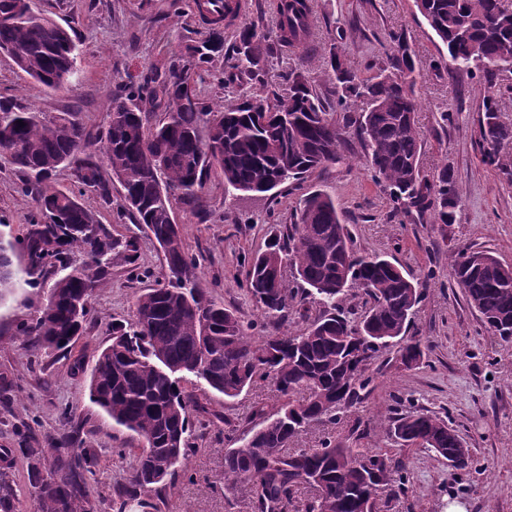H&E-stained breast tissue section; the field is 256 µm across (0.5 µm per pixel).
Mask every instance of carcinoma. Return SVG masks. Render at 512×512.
<instances>
[{
  "instance_id": "obj_1",
  "label": "carcinoma",
  "mask_w": 512,
  "mask_h": 512,
  "mask_svg": "<svg viewBox=\"0 0 512 512\" xmlns=\"http://www.w3.org/2000/svg\"><path fill=\"white\" fill-rule=\"evenodd\" d=\"M30 2L0 0V51L40 86L63 90L77 74L73 40ZM195 6L208 21L207 38L186 44L165 80L146 78L129 96L112 100L106 142L99 148L70 113L46 120L0 101V159L30 175L23 190L32 195L40 217L29 225L21 247L30 271L54 276L41 315L20 332L31 337L37 354L67 352L83 330L112 252L121 246L128 262H136L135 240L117 241L77 195L46 185L56 169L70 165L80 189L109 201L114 181L123 190L120 209L167 248L164 282L137 298L134 322L112 327V345L101 352L91 374L90 400L140 441L138 448L120 449L134 463L114 488L113 512H162L178 468L197 453L188 441L190 414L204 407L181 386L186 375L226 399L260 382L272 383L280 393L275 410L262 403L254 407L250 419L258 427L243 447L224 457V490L253 482L250 512H361L368 502L373 512H382L377 491L401 469L382 449L330 442L292 448L290 443L307 427L335 419L371 394L369 366H347L350 347H365L373 362L402 340V363L420 360L421 341L404 339L420 299L419 279L384 257L358 254L331 195L314 190L246 269L247 292L264 317L286 321L294 309L306 326L255 341L253 324L216 301L196 275V259L186 252L173 202L203 209L204 180L214 167L223 173L227 193H267L304 180L341 161L343 131L355 125L368 171L389 189L395 214L427 212L432 224L455 223L460 191L450 167L427 174L421 166L415 121L420 72L401 35L393 36L394 46L367 77L351 71L333 43L323 58L325 72L336 82V106L330 107L306 76L310 0H276L275 36L249 24L235 32L228 47L224 29L239 15L241 0H195ZM416 7L448 51L449 60L431 62L433 71L472 75L477 70L489 88L512 75V14L499 0H416ZM287 44L298 51V66L281 89L269 85L266 66ZM220 54L224 85L246 77L253 88L211 117L193 82ZM158 103L165 106V119L151 128L143 106ZM507 112L511 106L489 93L483 96L478 143L488 165L512 176V160L502 155L512 144ZM104 164L109 180L102 174ZM13 251V244L0 242V301L14 287ZM73 251L86 261L71 268L63 258ZM449 264L485 326L511 340L512 267L485 251L466 250L452 255ZM358 294L364 296V311L357 319L344 302ZM76 303L82 305L79 318ZM64 419L70 430L49 439L46 448L3 449L0 512H16L22 496L32 501L34 512H98L96 451L84 447L72 412H64ZM384 430L402 446L440 456L459 450L456 431L428 413L391 417ZM18 455L26 462L22 485L10 478ZM304 485L314 495L302 500ZM148 492L156 501L145 499Z\"/></svg>"
}]
</instances>
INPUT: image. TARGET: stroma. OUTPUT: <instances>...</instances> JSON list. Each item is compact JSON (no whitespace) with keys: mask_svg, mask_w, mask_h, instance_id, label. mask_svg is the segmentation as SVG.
<instances>
[{"mask_svg":"<svg viewBox=\"0 0 512 512\" xmlns=\"http://www.w3.org/2000/svg\"><path fill=\"white\" fill-rule=\"evenodd\" d=\"M41 13L66 27L78 53V74L61 91L41 89L13 60L0 54V100L50 118L72 113L93 141L104 138L112 100L127 95L134 83L169 63L180 46L204 38L206 25L192 0H36ZM316 27L306 46V74L327 102H335V85L321 65L326 48L339 41L348 66L368 74L390 46V35L402 33L414 52L421 76L419 126L422 166L432 171L452 167L461 200L457 220L428 224L393 214L388 190L364 166L355 131H347L344 159L298 185L281 186L279 204L267 213L264 195L233 197L224 192L221 171H211L203 190L206 210L190 211L174 202V219L186 250L199 256L197 272L212 295L242 320L265 334V320L244 290L245 257L265 250L272 235L289 223L305 195L329 192L362 255L396 261L423 279L421 298L412 315L410 335L423 342L424 356L404 366L389 348L370 366L373 391L360 405L341 412L336 423L318 425L294 439L297 448H316L323 440L350 448H384L403 465L402 476L379 491L389 503L385 512H448L460 502L466 512H512V342L484 327L450 276L449 256L459 250L490 252L512 267V179L482 162L477 148L478 120L485 85L479 76L437 79L430 63L447 50L418 12L414 0H314ZM449 121H442V114ZM22 172L0 160V241L22 239L35 216ZM82 203L114 238L136 239V262L124 252L93 296L85 331L70 352L34 354L21 325L35 319L47 290L42 274H26L22 251L12 256L17 279L0 302V448H17L23 425L33 427L31 447L63 432L64 409H72L83 438L99 454L101 492L98 512H112L111 494L126 477L130 456L119 449L136 447L131 432L116 426L90 402L89 373L112 342L113 324L134 321L137 296L157 287L163 254L148 232L116 203L85 192ZM83 372H74V361ZM186 390L196 392L207 414H193L190 457L166 512H249L248 487L224 489V457L231 438L250 429L255 403L276 407L279 395L263 383L234 399L200 388L187 377ZM424 410L448 422L464 441L473 464L459 470L425 448L402 447L382 431L381 422L395 414Z\"/></svg>","mask_w":512,"mask_h":512,"instance_id":"stroma-1","label":"stroma"}]
</instances>
